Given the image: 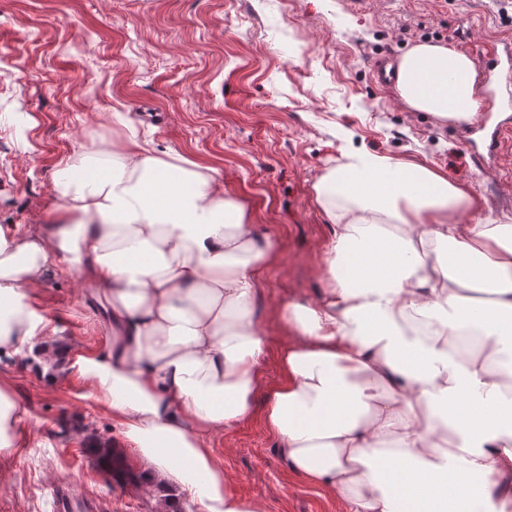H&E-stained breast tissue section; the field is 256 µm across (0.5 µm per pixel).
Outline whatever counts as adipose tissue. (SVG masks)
Wrapping results in <instances>:
<instances>
[{
	"mask_svg": "<svg viewBox=\"0 0 512 512\" xmlns=\"http://www.w3.org/2000/svg\"><path fill=\"white\" fill-rule=\"evenodd\" d=\"M471 58L420 43L396 64L411 111L454 123L480 107ZM217 169L121 151L60 167L61 204L28 231L0 225V354L52 374L28 299L67 267L94 285L111 334L71 362L137 448L147 474L204 512H262L230 490L211 448L253 410L266 350L253 316L272 245L225 198ZM336 228L316 305L288 304L296 333L265 409L280 457L348 512H488L512 505V216L493 224L425 164L343 153L314 184ZM479 341L460 349L461 330Z\"/></svg>",
	"mask_w": 512,
	"mask_h": 512,
	"instance_id": "adipose-tissue-1",
	"label": "adipose tissue"
}]
</instances>
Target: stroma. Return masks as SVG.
<instances>
[{
	"instance_id": "stroma-1",
	"label": "stroma",
	"mask_w": 512,
	"mask_h": 512,
	"mask_svg": "<svg viewBox=\"0 0 512 512\" xmlns=\"http://www.w3.org/2000/svg\"><path fill=\"white\" fill-rule=\"evenodd\" d=\"M425 41L479 61L488 44L512 43V0H0V225L48 223L60 166L135 138L218 169L271 240L254 303L266 353L253 412L212 442L233 491L263 512H347L288 469L264 422L294 336L281 309L316 302L330 277L334 226L315 181L366 149L447 173L489 220L512 215L501 156L376 81L375 62ZM30 301L68 358L103 347L102 312L76 275H51ZM0 379L26 412L23 447L0 455V512H54L60 484L100 512H156L155 493L94 456L116 448L141 469L85 381L69 371L47 381L26 353L0 355Z\"/></svg>"
}]
</instances>
